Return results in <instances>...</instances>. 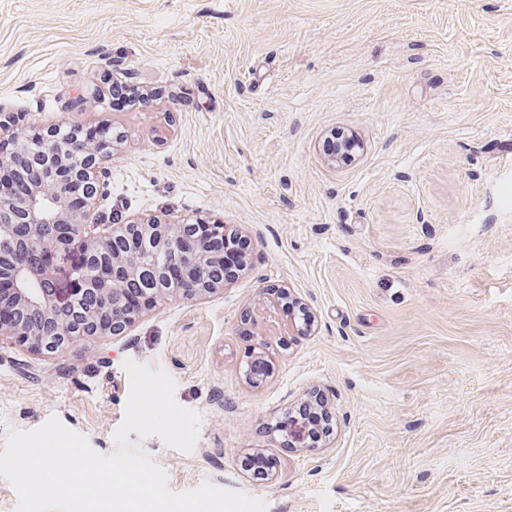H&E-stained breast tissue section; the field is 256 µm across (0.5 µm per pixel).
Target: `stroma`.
Returning a JSON list of instances; mask_svg holds the SVG:
<instances>
[{
  "instance_id": "stroma-1",
  "label": "stroma",
  "mask_w": 512,
  "mask_h": 512,
  "mask_svg": "<svg viewBox=\"0 0 512 512\" xmlns=\"http://www.w3.org/2000/svg\"><path fill=\"white\" fill-rule=\"evenodd\" d=\"M112 81L151 98L113 110ZM0 110L16 133L117 134L103 212L252 233L247 273L124 335L0 342V449L55 416L112 454L131 359L203 415L188 454L128 435L172 491L512 512V0H0ZM340 128L360 146L333 165ZM257 356L271 371L254 386ZM314 392L329 445L262 430Z\"/></svg>"
}]
</instances>
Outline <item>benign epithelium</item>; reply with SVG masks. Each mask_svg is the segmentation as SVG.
<instances>
[{
    "label": "benign epithelium",
    "instance_id": "obj_1",
    "mask_svg": "<svg viewBox=\"0 0 512 512\" xmlns=\"http://www.w3.org/2000/svg\"><path fill=\"white\" fill-rule=\"evenodd\" d=\"M44 179L22 201L7 186H0V222L8 220L7 232L16 240L14 250L0 249V278L8 281L9 296L0 297V341L10 339L32 352H57L89 337L117 336L162 298L160 290L142 295L135 312L123 307L125 280L138 276L137 262L145 242L168 251L179 249L171 267L156 269L159 280L179 272L196 286L188 298L223 290L224 282L208 281L204 270L224 261L221 241L211 243L189 237V224H170L158 217L109 225L99 214L96 196L75 193L78 185L99 182L97 151L84 143L63 150L49 135L37 134ZM81 153L86 165L74 168L69 155ZM92 261L106 275L93 281L81 276ZM97 293L99 304L83 305L85 296ZM43 310L45 321L57 322V335L41 336L17 317L22 308Z\"/></svg>",
    "mask_w": 512,
    "mask_h": 512
}]
</instances>
